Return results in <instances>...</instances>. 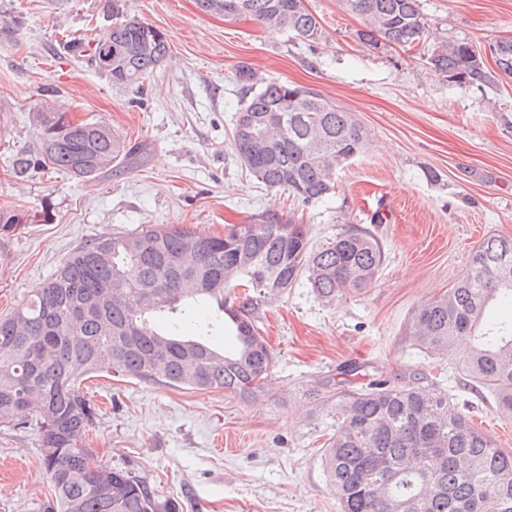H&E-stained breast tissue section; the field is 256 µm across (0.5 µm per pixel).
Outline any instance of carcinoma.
<instances>
[{"label":"carcinoma","mask_w":512,"mask_h":512,"mask_svg":"<svg viewBox=\"0 0 512 512\" xmlns=\"http://www.w3.org/2000/svg\"><path fill=\"white\" fill-rule=\"evenodd\" d=\"M299 2L197 0V6L285 27L315 42L320 22ZM343 2L363 20V43L416 48L451 84L482 88L512 77L510 39L497 41L489 68L464 38L427 47L420 0ZM104 9L115 18L108 34L70 40L64 52L90 67L102 43H112L121 64L112 66L109 82L139 94L169 44L159 29L124 16L120 0H105ZM236 76L244 92L232 130L240 163L270 189L307 204L321 201L333 189L336 170L363 153L365 128L314 90L263 81L248 66ZM37 123L36 145L11 159L17 179L53 171L93 180L114 166L133 170L145 162V146L125 144L100 121L41 112ZM36 218L1 211L0 236ZM384 260L380 241L367 228L344 229L314 251L304 225L283 223L275 214L232 225L222 236L148 224L93 240L22 307L0 317V422L35 421L54 512H179L177 502L159 500L145 481L100 464L85 447L97 410L81 389L84 377L106 370L257 401L273 368L271 347L258 327L265 303L288 293L304 275L316 295L332 304L370 287ZM238 288L245 290L241 298ZM104 293L111 300L101 307L97 299ZM499 298L512 300V238L496 236L472 253L466 276L414 312L410 334L418 347L437 355L472 341L459 360L461 370L477 394H490L497 409L512 417V327L480 330ZM203 303L221 315L232 346L208 344L213 322L198 315ZM188 323L198 336L182 335ZM322 463L340 512H512V452L497 448L448 394L430 388L427 376L415 370L395 381L373 377L350 393Z\"/></svg>","instance_id":"1"}]
</instances>
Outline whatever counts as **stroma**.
<instances>
[{
    "label": "stroma",
    "instance_id": "stroma-1",
    "mask_svg": "<svg viewBox=\"0 0 512 512\" xmlns=\"http://www.w3.org/2000/svg\"><path fill=\"white\" fill-rule=\"evenodd\" d=\"M103 4L0 0V17L22 23L15 35H0V209L43 215L0 239V316L77 248L146 224L213 236L274 212L306 225L316 249L345 226L369 224L385 261L371 288L335 304L304 279L269 300L259 326L274 367L258 401L106 372L85 380L99 409L87 436L98 460L141 477L181 512H338L322 465L336 401L309 394L354 363L391 380L409 369L436 378L512 452V417L457 369L464 347L438 356L409 334L414 311L467 274L474 248L491 236L512 238V78L495 89L449 84L415 52L363 44L364 24L342 0H304L322 26L314 42L203 12L196 0H124L127 16L163 31L170 46L139 97L63 54L67 39L108 32ZM421 6L428 42L464 38L482 50L512 39V0ZM242 65L318 91L368 131L366 150L337 170L324 200L306 204L267 189L241 167L231 130ZM46 104L146 145L145 163L89 182L61 172L13 178L8 159L35 145L36 113ZM376 214L383 221L374 225ZM42 455L34 423H0V512H47L53 492Z\"/></svg>",
    "mask_w": 512,
    "mask_h": 512
}]
</instances>
